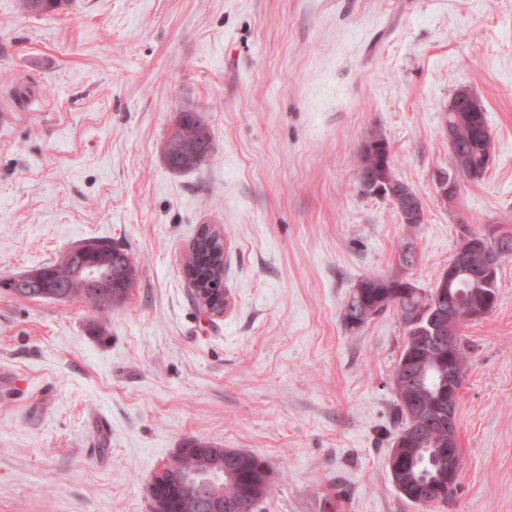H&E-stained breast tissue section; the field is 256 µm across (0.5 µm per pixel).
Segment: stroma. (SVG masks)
<instances>
[{"label":"stroma","instance_id":"stroma-1","mask_svg":"<svg viewBox=\"0 0 512 512\" xmlns=\"http://www.w3.org/2000/svg\"><path fill=\"white\" fill-rule=\"evenodd\" d=\"M19 3L0 0V512H151L152 476L190 439L268 463L256 512H419L387 465L403 325L343 313L365 272L428 289L466 231L512 238V0ZM462 89L495 164L447 205ZM182 111L213 150L177 173L162 146ZM375 132L423 224L358 188ZM205 225L231 299L211 316L183 271ZM97 237L139 261L109 316L4 287ZM498 287L463 330L464 466L430 512H512V259Z\"/></svg>","mask_w":512,"mask_h":512}]
</instances>
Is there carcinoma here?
Instances as JSON below:
<instances>
[{
  "mask_svg": "<svg viewBox=\"0 0 512 512\" xmlns=\"http://www.w3.org/2000/svg\"><path fill=\"white\" fill-rule=\"evenodd\" d=\"M73 0H40V8H32V0H21L23 11L37 14L54 13L69 8ZM445 123L456 130L454 142L449 146L457 179L479 180L485 176L481 154L490 141L482 138L481 126L486 124L485 108L478 112L446 113ZM169 149L164 153L167 167L174 172L195 170L207 161L211 140L206 122L199 112H181L168 138ZM361 164L356 173L360 191L374 194V189L384 183L395 186L403 197L415 193L392 171L390 146L387 138L373 133L359 149ZM90 265L102 280L88 282L82 267ZM186 277L194 285L193 295L198 307L212 310L224 307V293L210 290L214 284L224 287V241L198 231L185 259ZM138 277V268L130 252L107 238H91L82 242L79 251L68 250L59 260L26 274L20 280H8L4 285L27 299H82L105 315L112 308L123 304ZM359 285L364 289L365 310L368 323L389 310L403 317L411 312L417 319L416 332L404 328L401 353L393 371V389L401 419L394 440L405 436L414 438L407 451L406 461L400 465L397 492L414 505L427 508L439 501L446 502L452 493L441 496L429 493L433 485L447 486L448 464L436 458L440 443L448 441L445 434L447 417L437 405L441 383L448 381V358L444 348L435 344L439 336V314L432 309L431 290L421 289L417 294L409 288L399 287L396 276L371 272L363 275ZM468 345L458 336L454 364L458 382H463ZM414 394L417 405L405 406L401 400L400 385ZM187 452H179L169 460L165 478L149 485L152 512H208L210 497L224 492L229 512H254L266 496L270 485V470L265 460L242 450H232L237 455L243 471L217 484L208 485V476L224 469V449L215 444L191 440L185 444Z\"/></svg>",
  "mask_w": 512,
  "mask_h": 512,
  "instance_id": "carcinoma-1",
  "label": "carcinoma"
}]
</instances>
